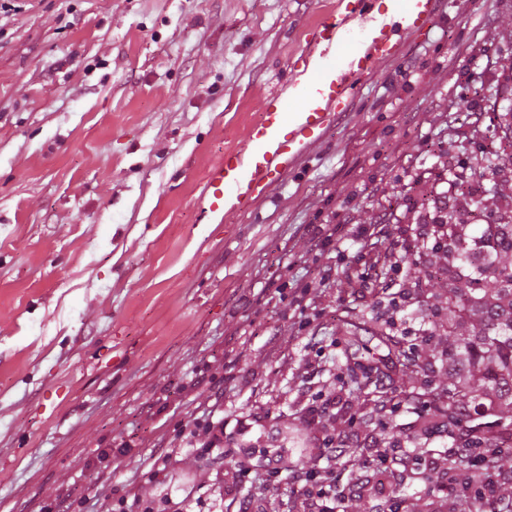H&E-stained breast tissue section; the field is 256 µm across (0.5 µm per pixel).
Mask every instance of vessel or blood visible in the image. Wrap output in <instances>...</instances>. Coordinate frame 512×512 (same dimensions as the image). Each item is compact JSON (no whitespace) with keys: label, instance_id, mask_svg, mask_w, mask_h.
Masks as SVG:
<instances>
[{"label":"vessel or blood","instance_id":"1","mask_svg":"<svg viewBox=\"0 0 512 512\" xmlns=\"http://www.w3.org/2000/svg\"><path fill=\"white\" fill-rule=\"evenodd\" d=\"M342 23L328 24L317 42L318 58L335 75L313 104L287 99L268 102L253 128L247 149L225 153L210 173L206 188L208 215L223 218L225 205L248 210L261 191L280 180L308 145L321 139L337 112L352 100L358 80L376 61L396 56L402 47L390 24H382L372 40L349 47L341 38Z\"/></svg>","mask_w":512,"mask_h":512}]
</instances>
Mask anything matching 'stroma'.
Listing matches in <instances>:
<instances>
[{"mask_svg":"<svg viewBox=\"0 0 512 512\" xmlns=\"http://www.w3.org/2000/svg\"><path fill=\"white\" fill-rule=\"evenodd\" d=\"M0 512L104 488L232 512L241 451L322 457L309 399L374 408L339 365L404 368L356 283L358 230L412 243L404 185L445 181L435 155L492 134L512 0H439L436 23L358 82L354 101L249 212L203 214L211 170L247 146L264 103L350 0H1ZM481 84L483 122L466 93ZM341 228L336 280L295 336L281 284L317 274L306 227ZM224 418L218 456L142 470L192 417ZM130 446L111 471L102 451Z\"/></svg>","mask_w":512,"mask_h":512,"instance_id":"35a3bbf8","label":"stroma"}]
</instances>
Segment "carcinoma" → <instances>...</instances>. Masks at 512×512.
Returning <instances> with one entry per match:
<instances>
[{"label": "carcinoma", "instance_id": "carcinoma-1", "mask_svg": "<svg viewBox=\"0 0 512 512\" xmlns=\"http://www.w3.org/2000/svg\"><path fill=\"white\" fill-rule=\"evenodd\" d=\"M446 167L461 182L482 178L486 172L502 168L495 151L475 148L466 167H456L447 159ZM500 211L489 210L484 197L473 203L477 222L490 228L479 236L467 233L468 225L458 223L454 202L445 208V223L453 240L447 264L434 260L430 266L415 260L410 265L432 276L439 270L448 277V293L440 298L443 317L434 324L426 315L416 317L418 327L430 336H444L448 348V385L434 392L431 381H416L409 393L418 399L440 402V410L419 422L426 427L453 433L466 419L476 425L487 418V440L465 437L473 448H492L504 439L512 443V201ZM380 343L391 346L397 363H403L406 348L393 341L382 327L375 331ZM349 381L356 387L380 376L382 369L373 361L346 364Z\"/></svg>", "mask_w": 512, "mask_h": 512}]
</instances>
